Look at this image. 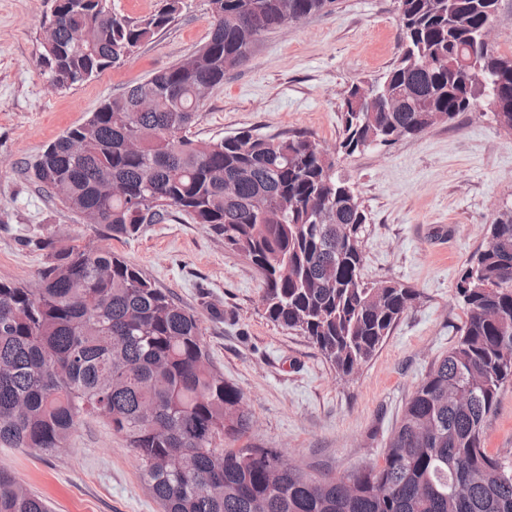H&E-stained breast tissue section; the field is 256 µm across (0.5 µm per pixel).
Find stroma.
Here are the masks:
<instances>
[{
  "label": "stroma",
  "instance_id": "stroma-1",
  "mask_svg": "<svg viewBox=\"0 0 512 512\" xmlns=\"http://www.w3.org/2000/svg\"><path fill=\"white\" fill-rule=\"evenodd\" d=\"M53 0H0V280L34 283L53 235L111 249L143 270L201 323L207 352L245 394L249 439L322 473L380 461L404 406L459 336L466 315L455 285L485 246L495 214L512 205V132L484 109L413 138L341 159L339 173L364 205L365 281L392 280L416 298L382 347L350 377L304 336L270 322L251 264L207 226L172 215L135 239L103 238L52 201L27 175L42 149L100 104L207 40L208 0H184L178 18L117 68L67 90L38 66L41 23ZM395 0H336L263 36L249 59L214 88L189 130L196 140L251 129L301 131L334 148L347 88L374 81L395 58ZM491 453L512 458V386L485 426ZM0 469L45 499L51 512H163L125 438L100 417L83 419L60 451L1 448Z\"/></svg>",
  "mask_w": 512,
  "mask_h": 512
}]
</instances>
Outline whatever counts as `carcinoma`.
<instances>
[{"label":"carcinoma","mask_w":512,"mask_h":512,"mask_svg":"<svg viewBox=\"0 0 512 512\" xmlns=\"http://www.w3.org/2000/svg\"><path fill=\"white\" fill-rule=\"evenodd\" d=\"M211 28L191 55L105 100L48 144L30 179L103 237H137L176 211L242 254L263 279L272 323L306 336L336 372L369 362L416 293L362 278L368 215L336 160L418 136L485 107L512 131V57L482 33L498 0H396L395 63L350 85L342 132L324 153L305 132L186 135L204 96L259 39L327 12L335 0H208ZM183 0L133 20L108 0H53L39 64L56 89L115 68ZM136 140L139 148H128ZM36 287L0 280V447L51 453L81 417L126 438L163 512H512V461L484 428L512 384V207L462 267L466 318L409 398L382 462L330 477L239 441L244 393L206 350L198 316L111 250L56 237L37 243ZM0 512H50L0 470Z\"/></svg>","instance_id":"cac0c4a2"}]
</instances>
